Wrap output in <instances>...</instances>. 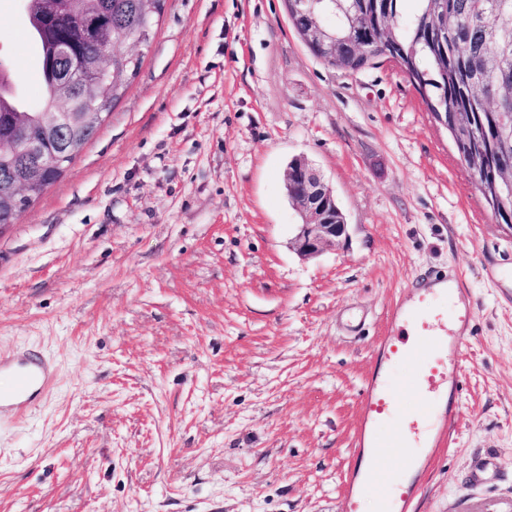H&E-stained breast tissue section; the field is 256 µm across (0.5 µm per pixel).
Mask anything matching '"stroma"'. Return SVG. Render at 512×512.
<instances>
[{
  "instance_id": "obj_1",
  "label": "stroma",
  "mask_w": 512,
  "mask_h": 512,
  "mask_svg": "<svg viewBox=\"0 0 512 512\" xmlns=\"http://www.w3.org/2000/svg\"><path fill=\"white\" fill-rule=\"evenodd\" d=\"M19 0L0 53L43 91ZM138 74L0 232V358L51 389L0 416V512H337L371 350L429 272L474 309L417 512H512V227L394 63L345 72L287 0H166ZM346 218L290 246L289 161Z\"/></svg>"
}]
</instances>
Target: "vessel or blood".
Segmentation results:
<instances>
[{
    "instance_id": "vessel-or-blood-1",
    "label": "vessel or blood",
    "mask_w": 512,
    "mask_h": 512,
    "mask_svg": "<svg viewBox=\"0 0 512 512\" xmlns=\"http://www.w3.org/2000/svg\"><path fill=\"white\" fill-rule=\"evenodd\" d=\"M473 305L453 275H439L416 287L389 314L390 336L373 349L371 370L346 473L340 512H360L365 497L379 512H412L421 479L448 446L457 416L455 395L471 329ZM410 363L402 381L393 367ZM14 383L0 391V414L22 411L47 391L51 364L31 351L0 359V372ZM415 395V410L400 408V396Z\"/></svg>"
}]
</instances>
